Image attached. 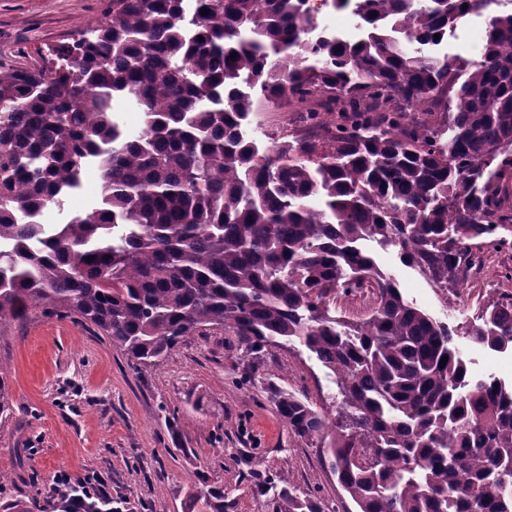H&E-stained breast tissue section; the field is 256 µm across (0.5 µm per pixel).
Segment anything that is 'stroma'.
<instances>
[{"mask_svg":"<svg viewBox=\"0 0 512 512\" xmlns=\"http://www.w3.org/2000/svg\"><path fill=\"white\" fill-rule=\"evenodd\" d=\"M108 0H0V70L43 65L50 46L103 22ZM96 166L45 224L85 213L100 194ZM365 247L392 274L405 299L456 329L471 377L512 380V354L472 345L478 307L512 282V250H491L460 286L437 287L405 265L397 248ZM0 362L11 369L14 414L0 420V504L37 499L58 512L53 475L92 473L108 480L120 512H187L191 496L219 487L224 512H277L284 489L309 495L320 512H357L321 450L289 430L277 392L313 409L333 390L309 353L253 346L231 329L187 337L152 367H134L123 351L81 324L40 309L0 335ZM284 472L286 482L267 483Z\"/></svg>","mask_w":512,"mask_h":512,"instance_id":"1","label":"stroma"}]
</instances>
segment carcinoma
<instances>
[{
	"mask_svg": "<svg viewBox=\"0 0 512 512\" xmlns=\"http://www.w3.org/2000/svg\"><path fill=\"white\" fill-rule=\"evenodd\" d=\"M491 2L321 0L365 30L351 42L311 37L310 0H109L53 48L65 65L0 71V334L41 307L135 365L224 327L305 350L333 376L328 410L287 392L277 410L359 512H512V383L471 380L453 331L361 247L399 248L441 288L472 268L474 240L512 248V8L475 58L423 51ZM262 112L295 124L263 150L246 132ZM89 161L100 206L31 223ZM365 291V318L336 309ZM467 338L512 349V294ZM198 504L224 512V490Z\"/></svg>",
	"mask_w": 512,
	"mask_h": 512,
	"instance_id": "cac0c4a2",
	"label": "carcinoma"
}]
</instances>
